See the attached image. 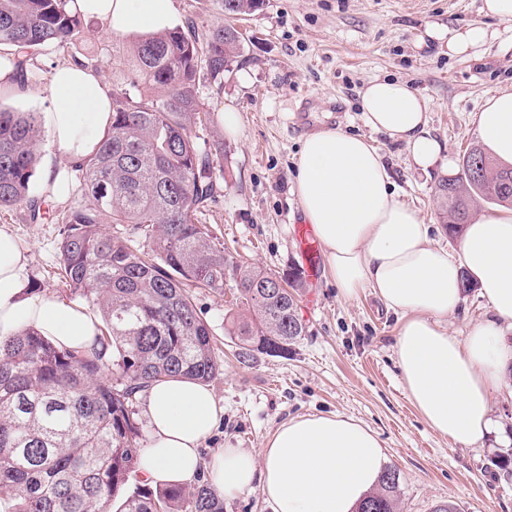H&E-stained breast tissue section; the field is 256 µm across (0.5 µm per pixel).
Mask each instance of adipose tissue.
<instances>
[{"mask_svg":"<svg viewBox=\"0 0 512 512\" xmlns=\"http://www.w3.org/2000/svg\"><path fill=\"white\" fill-rule=\"evenodd\" d=\"M84 16L106 23L115 36L175 28V0H77ZM454 55L482 45L486 28L432 26ZM50 108L41 122L62 158L76 163L93 153L111 123L112 98L102 78L78 64L49 74ZM365 126L403 142L414 163L429 170L439 145L427 131L428 103L405 80L374 79L360 93ZM476 135L500 162L512 164V92H490L476 115ZM295 187L305 222L326 249L328 271L344 299L370 291L400 317L395 353L405 389L428 425L465 447L482 446L498 425L491 394L512 368V210L481 214L456 248L431 244L429 227L397 193L379 149L364 136L324 128L303 139ZM470 281L490 316L466 339L446 319ZM102 324L92 310L32 288L27 251L0 225V340L31 328L77 351L92 348ZM151 443L141 474L151 486L185 484L207 472L213 488L234 499L260 488L273 512H354L377 483L387 450L365 424L340 414L284 421L261 456L225 448L202 460L200 447L223 413L212 390L175 377L142 394Z\"/></svg>","mask_w":512,"mask_h":512,"instance_id":"ef3b65f1","label":"adipose tissue"}]
</instances>
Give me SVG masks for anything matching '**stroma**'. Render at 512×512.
<instances>
[{"label":"stroma","mask_w":512,"mask_h":512,"mask_svg":"<svg viewBox=\"0 0 512 512\" xmlns=\"http://www.w3.org/2000/svg\"><path fill=\"white\" fill-rule=\"evenodd\" d=\"M482 0H263L254 13L235 20L244 37L243 56L224 75V87L199 90L210 113L194 128L198 144L224 146V169L215 173L217 197L204 221L216 241L238 258L275 272H299L293 227L302 215L294 183L295 156L305 135L341 127L370 136L389 166L403 200L429 224L433 243L452 246L438 215L435 188L477 144L474 120L489 92L512 90V22L484 18ZM484 21L490 36L472 56L449 54L427 35L429 25L463 27ZM127 38L104 22H83L79 48L39 51L29 69L28 90L0 95V108L47 111L48 76L61 63L89 60L107 89L128 74ZM407 80L428 101L427 129L438 141V162L427 171L403 143L370 133L360 119V91L373 78ZM241 116V130L224 131L222 113ZM50 140H43L33 179L51 217L30 223L25 207L0 210L28 250L34 288L70 299L60 278L55 214L72 199L53 201L45 187ZM303 336L287 356L254 350L239 359L225 330L235 313L237 285L223 291L193 289L199 314L211 326L222 370L210 382L224 409L200 448L203 459L227 447L261 454L284 420L303 414L339 413L374 430L400 474V512H432L453 500L464 512H512V447H464L434 431L404 388L395 354L399 318L370 293L344 300L321 272L301 279Z\"/></svg>","instance_id":"stroma-1"}]
</instances>
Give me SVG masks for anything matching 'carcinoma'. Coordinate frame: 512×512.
<instances>
[{
  "mask_svg": "<svg viewBox=\"0 0 512 512\" xmlns=\"http://www.w3.org/2000/svg\"><path fill=\"white\" fill-rule=\"evenodd\" d=\"M68 2L0 0V49L74 44L84 15ZM219 2L224 20L206 29L190 19L133 42L134 69L114 91L112 123L75 166L82 202L57 217L60 266L71 294L99 311L102 334L89 352L33 329L0 341V512H224V497L202 479L159 487L138 479L137 395L178 376L207 383L222 369L211 326L187 287L223 289L229 265L238 270L245 314L227 332L242 355L255 348L286 355L304 333L297 276L288 274L285 288L269 287L276 273L240 263L202 222L224 149L213 155L194 139L193 127L209 120L198 89H222L243 49L227 20L253 13L263 0ZM42 140L38 113L0 109V210L23 206L33 223L45 219L31 195ZM435 196L448 235L456 236L474 200L512 208V169L475 147ZM105 223L128 225L150 251L132 249ZM398 491L390 468L362 505L399 512Z\"/></svg>",
  "mask_w": 512,
  "mask_h": 512,
  "instance_id": "carcinoma-1",
  "label": "carcinoma"
}]
</instances>
